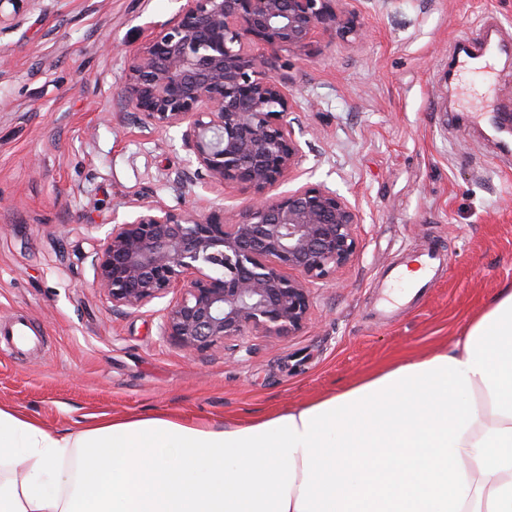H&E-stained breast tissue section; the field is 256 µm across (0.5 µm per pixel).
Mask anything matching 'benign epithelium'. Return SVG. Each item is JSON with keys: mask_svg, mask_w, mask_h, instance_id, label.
Listing matches in <instances>:
<instances>
[{"mask_svg": "<svg viewBox=\"0 0 512 512\" xmlns=\"http://www.w3.org/2000/svg\"><path fill=\"white\" fill-rule=\"evenodd\" d=\"M45 2L0 0V33L28 11L47 10ZM340 2L182 0L130 53L125 115L144 134L180 131L195 179L249 196L231 213L143 198L92 253L94 286L114 308L137 312L176 293L160 331L187 355L248 332H300L311 286L358 257L361 216L345 196L323 184L269 195L303 157L279 53L304 51L324 35L358 38Z\"/></svg>", "mask_w": 512, "mask_h": 512, "instance_id": "obj_1", "label": "benign epithelium"}]
</instances>
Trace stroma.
I'll use <instances>...</instances> for the list:
<instances>
[{"label": "stroma", "mask_w": 512, "mask_h": 512, "mask_svg": "<svg viewBox=\"0 0 512 512\" xmlns=\"http://www.w3.org/2000/svg\"><path fill=\"white\" fill-rule=\"evenodd\" d=\"M179 0H51L0 34V407L46 431L168 413L234 423L287 412L395 362L447 346L512 283V152L477 118L485 87L512 108V55L490 81H446L458 43L491 23L512 48V0H347L362 39L321 37L279 73L304 124L285 193L321 183L354 203L358 259L312 290L309 324L248 334L186 357L158 325L167 299L112 308L91 253L138 197L240 210L233 187L168 185L189 154L176 131L143 134L118 114L126 61ZM435 243L438 280L391 319L375 313L390 268Z\"/></svg>", "instance_id": "1"}]
</instances>
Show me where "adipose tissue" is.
I'll use <instances>...</instances> for the list:
<instances>
[{"label":"adipose tissue","mask_w":512,"mask_h":512,"mask_svg":"<svg viewBox=\"0 0 512 512\" xmlns=\"http://www.w3.org/2000/svg\"><path fill=\"white\" fill-rule=\"evenodd\" d=\"M0 512H512V285L452 349L232 424L0 407Z\"/></svg>","instance_id":"adipose-tissue-1"}]
</instances>
